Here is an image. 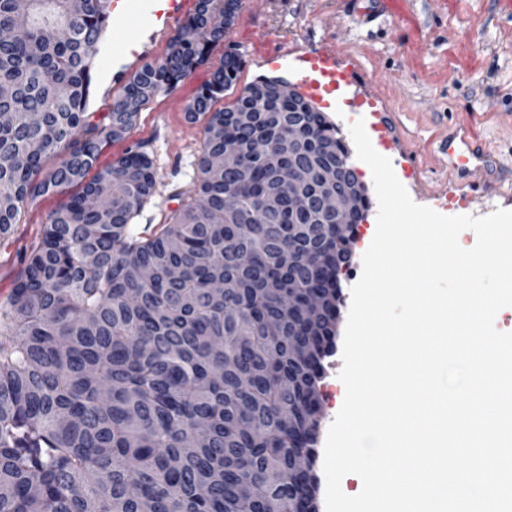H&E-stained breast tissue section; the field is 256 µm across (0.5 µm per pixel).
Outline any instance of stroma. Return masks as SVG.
Wrapping results in <instances>:
<instances>
[{"instance_id": "35a3bbf8", "label": "stroma", "mask_w": 512, "mask_h": 512, "mask_svg": "<svg viewBox=\"0 0 512 512\" xmlns=\"http://www.w3.org/2000/svg\"><path fill=\"white\" fill-rule=\"evenodd\" d=\"M242 17L206 62L171 91L159 93L140 113L126 139L102 154L108 166L140 142L154 160L157 192L134 221L148 236L166 223L187 190L203 139L202 123L188 122L186 108L197 90L221 65L225 53L240 54L242 65L224 93L232 102L240 91L266 75L267 59L244 37V28L264 33L272 46H332L340 67L354 70L352 95L375 99L365 124L383 126L379 154L403 162L399 180L417 204L446 216L483 217L512 210V0H403L394 14L367 22L347 0H241ZM183 18L170 27H136V48L147 62L161 61ZM112 38L104 36L92 78L90 111L107 112L117 88L107 67ZM473 119L476 134L499 154L504 169L477 172L474 186L458 184L439 143L456 121ZM492 184L483 193L484 184ZM60 194L38 197L25 206L11 237L0 241V303L13 292L26 256L43 236Z\"/></svg>"}]
</instances>
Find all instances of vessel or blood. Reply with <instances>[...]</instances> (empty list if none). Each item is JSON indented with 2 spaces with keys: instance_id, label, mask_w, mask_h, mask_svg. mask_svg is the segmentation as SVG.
Returning <instances> with one entry per match:
<instances>
[{
  "instance_id": "1",
  "label": "vessel or blood",
  "mask_w": 512,
  "mask_h": 512,
  "mask_svg": "<svg viewBox=\"0 0 512 512\" xmlns=\"http://www.w3.org/2000/svg\"><path fill=\"white\" fill-rule=\"evenodd\" d=\"M188 0H112V26L120 29L130 24L134 17H142L152 23L168 24L169 20L186 10ZM263 56L270 60L269 69L274 73H293L294 92L308 103L334 96L342 85L350 83L353 73L339 69L338 54L334 47L325 46L303 53L288 48H273L262 34H254ZM135 49L119 44L117 54L112 57V76L119 81L133 73L132 62L138 59ZM448 155V164L458 182H468L472 168L493 169L501 162L492 153L486 142L479 138L472 120L457 122L443 145Z\"/></svg>"
}]
</instances>
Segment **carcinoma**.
<instances>
[{"label":"carcinoma","instance_id":"cac0c4a2","mask_svg":"<svg viewBox=\"0 0 512 512\" xmlns=\"http://www.w3.org/2000/svg\"><path fill=\"white\" fill-rule=\"evenodd\" d=\"M241 0H196L160 62L131 75L101 116L87 111L109 0H0V241L24 205L68 197L0 304V512H317L316 445L325 360L336 337V229L271 215L279 189L260 138L288 166V125L339 130L276 83L244 87L224 56L186 119L204 121L190 187L150 236L133 219L156 172L136 143L89 176L160 92L224 41ZM250 123L243 124V114ZM234 144L248 179L214 163ZM68 150L59 163V150ZM229 241L252 255L235 263ZM304 263L278 259L288 248Z\"/></svg>","mask_w":512,"mask_h":512}]
</instances>
